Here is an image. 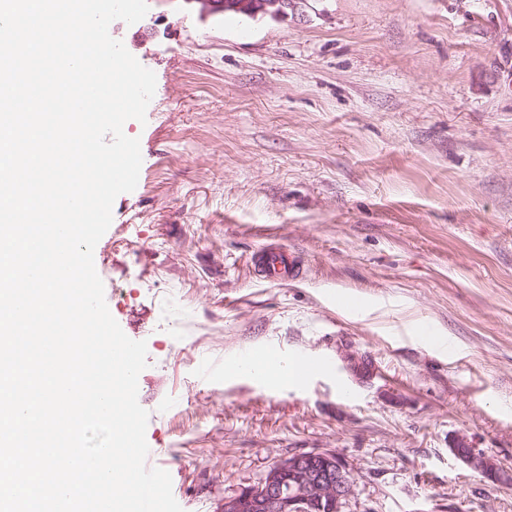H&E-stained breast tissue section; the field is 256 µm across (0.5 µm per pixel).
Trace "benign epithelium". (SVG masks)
Wrapping results in <instances>:
<instances>
[{
    "instance_id": "7a95c632",
    "label": "benign epithelium",
    "mask_w": 512,
    "mask_h": 512,
    "mask_svg": "<svg viewBox=\"0 0 512 512\" xmlns=\"http://www.w3.org/2000/svg\"><path fill=\"white\" fill-rule=\"evenodd\" d=\"M202 5L205 11L224 10L231 6L241 10L251 17L259 14L269 15L273 18H280L288 11H296L300 4L306 0H196ZM457 447L454 453L469 468L482 472L485 476L499 479V468L482 452L470 447L467 439L461 437L455 441ZM319 452H308L291 457L288 466L296 471L302 472L304 485L298 495L290 499H284L282 484L268 479L261 482L264 495L267 497L268 506L283 512L288 509L290 512H306V506L312 500L328 499L336 504V512H341L343 505L353 494V480L351 473L342 462L336 463V468H318L316 456Z\"/></svg>"
}]
</instances>
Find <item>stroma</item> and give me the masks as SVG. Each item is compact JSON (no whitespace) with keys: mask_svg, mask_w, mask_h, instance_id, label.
<instances>
[{"mask_svg":"<svg viewBox=\"0 0 512 512\" xmlns=\"http://www.w3.org/2000/svg\"><path fill=\"white\" fill-rule=\"evenodd\" d=\"M148 5L109 27L156 90L94 264L147 343L146 441L183 512L309 451L352 473L342 512H512V0ZM268 244L299 280L252 272ZM271 347L322 368L223 373ZM461 435L506 477L459 461ZM202 5L205 11H223L232 12L234 14L242 15L233 10L224 11V7L231 6L235 9L241 10L251 17L259 14L269 15L273 18H280L288 14V9L297 11L300 4L307 2L306 0H196ZM244 16V15H242Z\"/></svg>","mask_w":512,"mask_h":512,"instance_id":"35a3bbf8","label":"stroma"}]
</instances>
